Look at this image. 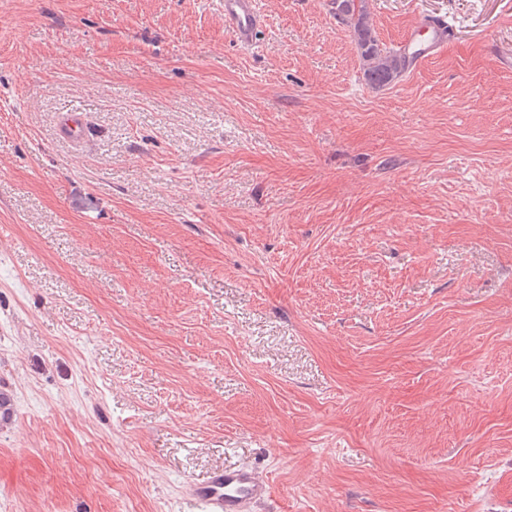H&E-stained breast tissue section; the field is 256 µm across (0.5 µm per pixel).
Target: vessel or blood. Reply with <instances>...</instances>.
I'll return each mask as SVG.
<instances>
[{
  "instance_id": "vessel-or-blood-1",
  "label": "vessel or blood",
  "mask_w": 512,
  "mask_h": 512,
  "mask_svg": "<svg viewBox=\"0 0 512 512\" xmlns=\"http://www.w3.org/2000/svg\"><path fill=\"white\" fill-rule=\"evenodd\" d=\"M224 23L239 45L251 46L262 23L257 0H224ZM449 36L446 18L422 17L406 34L398 53L408 70L413 71L444 49ZM57 131L63 140L81 144L87 131L84 113L75 110L59 113ZM184 491L205 512H259L273 498L270 483L245 465L212 471L201 482H186Z\"/></svg>"
}]
</instances>
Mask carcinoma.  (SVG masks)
Listing matches in <instances>:
<instances>
[{"mask_svg": "<svg viewBox=\"0 0 512 512\" xmlns=\"http://www.w3.org/2000/svg\"><path fill=\"white\" fill-rule=\"evenodd\" d=\"M336 16L352 27L369 84L381 88L404 72L397 53L380 47L369 22L366 0H333Z\"/></svg>", "mask_w": 512, "mask_h": 512, "instance_id": "carcinoma-1", "label": "carcinoma"}]
</instances>
